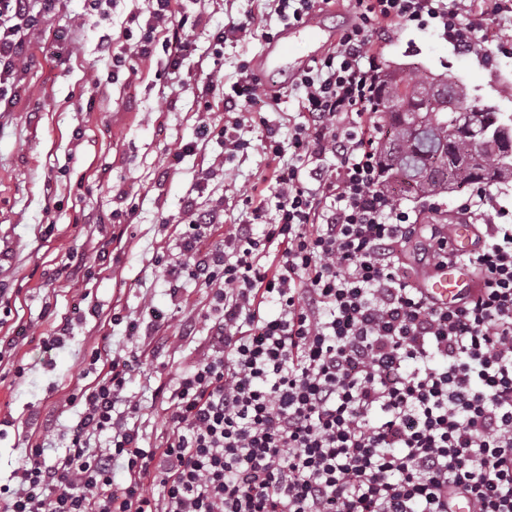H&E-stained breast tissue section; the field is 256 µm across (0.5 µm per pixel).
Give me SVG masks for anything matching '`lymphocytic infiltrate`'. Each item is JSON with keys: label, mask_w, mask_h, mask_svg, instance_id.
Returning <instances> with one entry per match:
<instances>
[{"label": "lymphocytic infiltrate", "mask_w": 512, "mask_h": 512, "mask_svg": "<svg viewBox=\"0 0 512 512\" xmlns=\"http://www.w3.org/2000/svg\"><path fill=\"white\" fill-rule=\"evenodd\" d=\"M60 0H0V102L18 82L29 30ZM354 16L323 58L295 79L301 122L279 138L258 102L278 91L251 72L225 95L208 140L239 151L263 129L275 163L266 188L241 194L242 222L188 196L179 233L189 278L224 312L210 352L175 384L167 438L145 444L128 423L132 360L95 352L103 374L81 394L64 456L56 434L26 449L18 490L0 512H512V211L491 188L461 203L484 243L455 256L437 225L420 229L383 185L373 120L390 27L436 25L461 52L507 51L489 31L512 29V0H347ZM112 57L114 71L162 48L176 71L201 23L187 0H148ZM224 227V243L204 246ZM425 236L422 262L460 261L479 293L438 306L417 288L400 250ZM108 433L104 448L93 437ZM123 476H116V469Z\"/></svg>", "instance_id": "lymphocytic-infiltrate-1"}]
</instances>
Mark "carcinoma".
Masks as SVG:
<instances>
[{"label":"carcinoma","instance_id":"cac0c4a2","mask_svg":"<svg viewBox=\"0 0 512 512\" xmlns=\"http://www.w3.org/2000/svg\"><path fill=\"white\" fill-rule=\"evenodd\" d=\"M440 79L419 73L406 81L389 72L375 102V122L391 135L379 143L383 182L392 192L441 195L463 185L498 183L512 162L497 144V113L451 82V101L431 95ZM468 114L465 128L448 134L454 114Z\"/></svg>","mask_w":512,"mask_h":512}]
</instances>
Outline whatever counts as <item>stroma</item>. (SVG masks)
Returning a JSON list of instances; mask_svg holds the SVG:
<instances>
[{
  "label": "stroma",
  "instance_id": "stroma-1",
  "mask_svg": "<svg viewBox=\"0 0 512 512\" xmlns=\"http://www.w3.org/2000/svg\"><path fill=\"white\" fill-rule=\"evenodd\" d=\"M146 7L64 0L31 30L19 94L0 110V420L12 422L0 434V487H16L14 472L45 423L58 435L46 457L64 455L81 412L70 398L93 388L98 374L88 364L105 346L136 355L127 392L143 404L133 420L147 442L165 440L164 407L152 391L202 356L214 314L209 289L185 280L175 291L164 277L162 261L178 254L169 224L202 166L216 173L201 193L205 205L233 201L272 166L256 131L231 157L213 142L179 157L174 145L197 141L204 102L221 99L242 65L254 64L268 34L282 30L279 17L265 0H195L203 24L178 71L165 70L159 50L137 61L129 80L111 81L102 37L119 36ZM250 12L265 21L215 57L210 31ZM381 52L402 75L451 78L512 113V55H463L434 27L413 25L392 26ZM165 96L172 106L157 112ZM65 324L68 336L48 346Z\"/></svg>",
  "mask_w": 512,
  "mask_h": 512
}]
</instances>
